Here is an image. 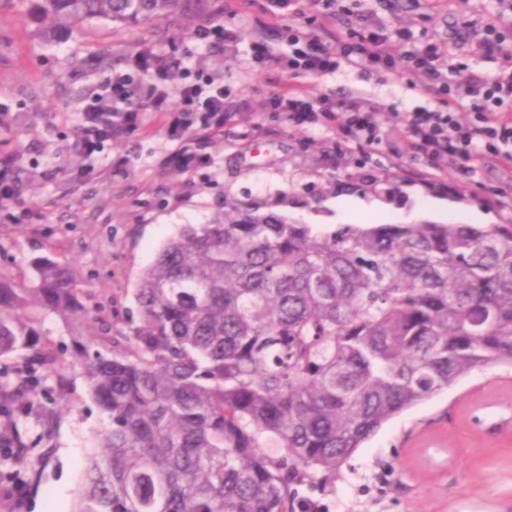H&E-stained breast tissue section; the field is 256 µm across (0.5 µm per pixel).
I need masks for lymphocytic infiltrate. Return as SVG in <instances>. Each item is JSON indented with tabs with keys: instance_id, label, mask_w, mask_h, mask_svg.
Here are the masks:
<instances>
[{
	"instance_id": "f902f5d3",
	"label": "lymphocytic infiltrate",
	"mask_w": 512,
	"mask_h": 512,
	"mask_svg": "<svg viewBox=\"0 0 512 512\" xmlns=\"http://www.w3.org/2000/svg\"><path fill=\"white\" fill-rule=\"evenodd\" d=\"M359 28L345 38L326 44L319 36L296 29L278 34H263L248 46L252 59L284 63L289 74L324 75L340 64L364 69L383 76L405 69L421 80L428 93L437 97V106L421 108L402 116L401 131L425 159L431 173H443L445 160L459 161L469 170L487 157L512 166V46L506 45L495 26H488L479 49L484 57L503 58L507 67L499 72L460 73L450 50L436 43L395 57L385 44L389 38L409 42V30L388 31L372 16L358 13ZM136 71L149 73L144 82L135 81L133 73L116 72L100 93L79 114L82 137L78 150L92 154L105 142L120 137L127 130L150 123L154 115L172 113L174 145L164 157L166 165L185 170L194 162L187 143L178 135L180 113L199 116L198 133L217 137L224 132V78L213 70H200L192 83L179 81L185 69L181 56L143 54L134 61ZM270 111L286 113L298 127L335 126L340 138L348 143L368 146L380 144V124L376 113L358 104L338 109L329 97L313 100L294 92L273 95L267 102ZM469 110L462 119L461 110Z\"/></svg>"
}]
</instances>
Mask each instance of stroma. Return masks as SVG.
<instances>
[{
	"instance_id": "35a3bbf8",
	"label": "stroma",
	"mask_w": 512,
	"mask_h": 512,
	"mask_svg": "<svg viewBox=\"0 0 512 512\" xmlns=\"http://www.w3.org/2000/svg\"><path fill=\"white\" fill-rule=\"evenodd\" d=\"M359 10L393 29L411 28L414 44H452L456 60L492 72L478 43L501 22L512 41V19L498 18L494 0H360ZM318 6L273 9L270 0H208L177 25L131 28L102 21L46 40L30 16V0L0 14V154L17 157L18 202L0 208V270L28 278L38 256L75 264L90 333L129 329L133 292L162 245L183 225L208 223L228 202H250L298 224H507L512 222V169L487 160L465 171L449 164L426 174L409 146L342 142L332 128H298L267 112L271 94L300 89L358 101L377 112L385 136L397 137L402 113L435 105L420 82L397 71L369 75L341 65L322 76H290L283 64H261L249 41L267 28L308 30ZM237 30L236 47L217 52L193 36L207 17ZM138 53L176 55L189 70L224 72V134L199 139L186 170L165 166L171 148L164 123L130 131L85 159L72 148L81 136L78 114L113 71L129 70ZM38 330L56 351L61 381L37 388L35 402L57 411L51 430L30 420L34 455L47 460L33 480L0 482V512H73L94 434L107 424L93 402L69 327L41 314ZM512 403V369L470 373L394 417L358 448L327 491L300 488L322 512H512V431L486 426L485 405Z\"/></svg>"
}]
</instances>
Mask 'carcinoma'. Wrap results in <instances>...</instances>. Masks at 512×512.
Segmentation results:
<instances>
[{
    "label": "carcinoma",
    "instance_id": "obj_1",
    "mask_svg": "<svg viewBox=\"0 0 512 512\" xmlns=\"http://www.w3.org/2000/svg\"><path fill=\"white\" fill-rule=\"evenodd\" d=\"M203 0H35L49 37L173 22ZM0 272V465L33 468L30 391L58 374L31 314L85 317L71 263ZM137 323L82 345L97 437L75 512H307L355 450L479 369L512 366V224H339L247 202L187 225L141 274Z\"/></svg>",
    "mask_w": 512,
    "mask_h": 512
}]
</instances>
